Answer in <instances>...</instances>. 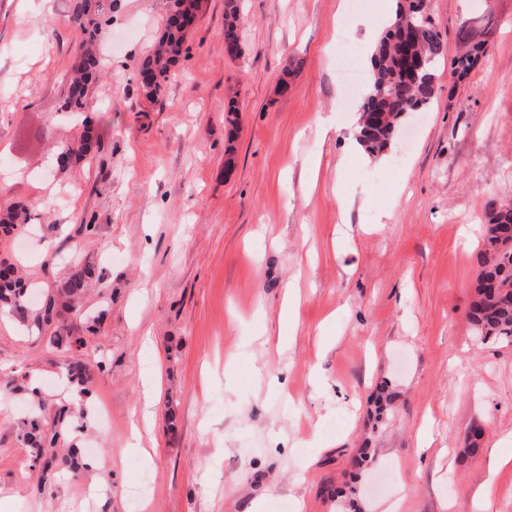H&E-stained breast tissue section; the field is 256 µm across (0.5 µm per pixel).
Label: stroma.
<instances>
[{
    "label": "stroma",
    "instance_id": "1",
    "mask_svg": "<svg viewBox=\"0 0 512 512\" xmlns=\"http://www.w3.org/2000/svg\"><path fill=\"white\" fill-rule=\"evenodd\" d=\"M242 5L241 56L224 0H203L151 101L137 67L169 0H117L98 149L62 171L54 149L82 130L59 110L70 0H0V209L38 207L0 259L37 303L80 259L103 279L52 326L0 311V512H348L346 485L360 512H512V345L467 319L490 206L512 202V0H432L435 97L378 159L348 122L397 0ZM63 330L84 348L53 344ZM78 359L86 394L62 383ZM31 419L57 437L39 463ZM241 7L240 0H226L224 5V49L232 58L240 57L242 54Z\"/></svg>",
    "mask_w": 512,
    "mask_h": 512
}]
</instances>
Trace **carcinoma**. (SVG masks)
Here are the masks:
<instances>
[{
    "label": "carcinoma",
    "instance_id": "1",
    "mask_svg": "<svg viewBox=\"0 0 512 512\" xmlns=\"http://www.w3.org/2000/svg\"><path fill=\"white\" fill-rule=\"evenodd\" d=\"M113 0H72V19L81 35V55L67 80L61 111L82 115L88 110L91 87L101 75L102 57L98 47L102 25L112 18ZM200 0H173L164 30L156 47L138 64V73L148 74L151 82L143 85L145 97L160 95L172 69L186 53L187 29L180 22L184 11L199 12ZM241 0H226L224 5V49L238 58L243 42L240 23ZM446 52V41L430 19L424 20L410 0H402L394 17L374 44L371 65L373 79L359 110L355 139L366 153L377 158L390 148L405 119L427 107L436 92L437 66ZM482 46L472 43L455 60V70L468 72L479 59ZM79 138L62 146L59 154L76 161L90 157L96 145L95 128L82 122ZM26 202H10L0 218V235L7 238L29 223ZM512 226V206H493L484 225L482 245L475 255L477 277L475 296L468 314L476 339L512 342V237L505 236ZM101 285L89 264L77 265L63 283L60 294L69 306L78 304L90 289ZM28 285L8 260L0 261V306L15 310L26 308ZM73 383L89 392V380L82 361L68 365ZM25 441L42 458L47 436L33 427L24 433Z\"/></svg>",
    "mask_w": 512,
    "mask_h": 512
}]
</instances>
